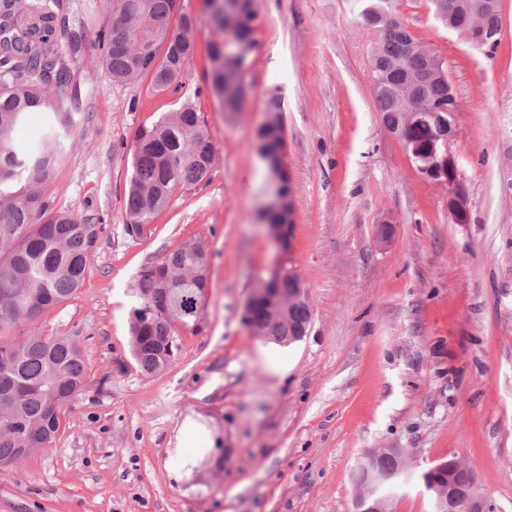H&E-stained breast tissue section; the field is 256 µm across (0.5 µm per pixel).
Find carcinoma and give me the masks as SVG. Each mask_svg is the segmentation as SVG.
<instances>
[{
	"mask_svg": "<svg viewBox=\"0 0 512 512\" xmlns=\"http://www.w3.org/2000/svg\"><path fill=\"white\" fill-rule=\"evenodd\" d=\"M176 0H112V15L87 41L86 25L70 23L67 0H0V461L24 459L38 435L46 444L81 393L86 364L74 336L40 340L15 329L53 308L81 286L91 240L86 225L54 211L37 186L47 182L62 159L61 134L76 127L81 95L72 64L90 56L112 81L157 91L179 86L194 44L186 36L188 14ZM230 14L210 15L220 37L210 46V91L227 116L242 111L244 96L235 68L250 61L255 34L263 23L255 0H233ZM356 21L375 33L369 66L373 97L383 123L400 138L426 146L440 133L431 116L457 111L444 60L409 32L393 13L395 0H348ZM434 16L476 48L493 54L501 37L500 0H430ZM424 109L422 119L404 123L401 113ZM58 112L57 128L41 131L23 147L13 130L32 114ZM281 97L272 93L258 147L274 154L283 146ZM214 145L190 101L139 128L133 138L132 172L125 196L126 233L144 228L183 189L209 181ZM209 254L201 243L180 245L143 267L128 286L130 346L136 369L155 376L176 360L174 322L196 327L208 287ZM311 320V309L294 305L289 321L267 300L249 308L248 327L282 345L289 326ZM375 495L390 494L400 467L391 456L376 458Z\"/></svg>",
	"mask_w": 512,
	"mask_h": 512,
	"instance_id": "carcinoma-1",
	"label": "carcinoma"
}]
</instances>
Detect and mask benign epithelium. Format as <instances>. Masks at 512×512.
<instances>
[{"mask_svg":"<svg viewBox=\"0 0 512 512\" xmlns=\"http://www.w3.org/2000/svg\"><path fill=\"white\" fill-rule=\"evenodd\" d=\"M453 132L436 137L432 147L426 156H421L411 144L405 142L403 146L407 154L417 162L416 168L421 170L423 166L418 164L421 159L429 161L441 175L439 183L448 186V215L455 224H467L470 221V209L468 191L457 166L455 154L451 150ZM270 172L272 192L266 210H279L284 207L285 201L278 192L279 167L268 159L266 160ZM289 277L290 287L283 289L287 294L285 301L292 305L307 301V294L296 273L281 263L275 267L268 279L261 280L251 289L247 303L257 300L273 298L270 289L266 288L270 282L281 283L284 277ZM428 478L423 481V487L429 494L434 512H497V506L491 498L481 492L476 483L474 474L469 469H464V477H459L454 467L446 462H438L427 470ZM391 499H373L364 493H359L355 498V512H389Z\"/></svg>","mask_w":512,"mask_h":512,"instance_id":"1","label":"benign epithelium"}]
</instances>
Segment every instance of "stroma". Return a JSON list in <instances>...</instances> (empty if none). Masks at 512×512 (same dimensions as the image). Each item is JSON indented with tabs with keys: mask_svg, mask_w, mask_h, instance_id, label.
Wrapping results in <instances>:
<instances>
[{
	"mask_svg": "<svg viewBox=\"0 0 512 512\" xmlns=\"http://www.w3.org/2000/svg\"><path fill=\"white\" fill-rule=\"evenodd\" d=\"M179 4L196 20L179 91L115 84L89 57L73 70L80 121L41 191L89 225L93 245L78 293L17 331L79 337L86 386L48 448L0 467V512H354L369 448L413 451L393 512H432L419 476L452 458L512 512V0L490 55L439 23L429 0H397L456 91L466 224L377 112L373 35L346 0H257L263 25L232 117L209 90L217 33L205 2ZM273 92L295 204L284 247L256 221L268 174L255 135ZM188 97L215 147L211 178L128 236L133 136ZM193 242L210 254L202 319L176 328L168 370L141 375L128 285ZM282 260L312 310L289 346L244 322L251 288ZM219 442L233 454L218 470L203 454Z\"/></svg>",
	"mask_w": 512,
	"mask_h": 512,
	"instance_id": "stroma-1",
	"label": "stroma"
}]
</instances>
